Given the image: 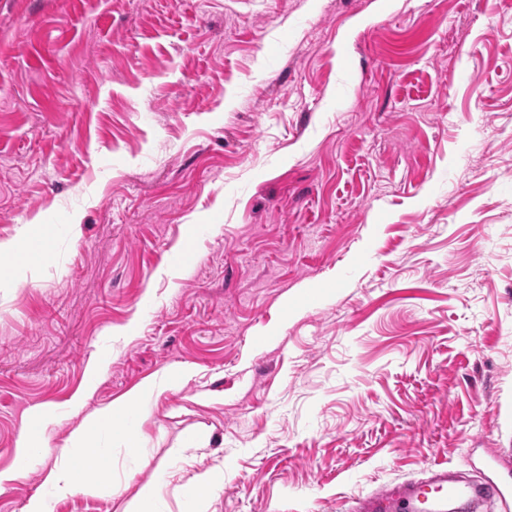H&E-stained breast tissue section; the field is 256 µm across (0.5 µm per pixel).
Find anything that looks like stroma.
<instances>
[{"instance_id": "stroma-1", "label": "stroma", "mask_w": 512, "mask_h": 512, "mask_svg": "<svg viewBox=\"0 0 512 512\" xmlns=\"http://www.w3.org/2000/svg\"><path fill=\"white\" fill-rule=\"evenodd\" d=\"M0 468L142 409L54 512H341L512 448V0H0ZM126 328L123 337L113 336ZM81 402L82 412L72 410ZM25 250L31 255H38L37 257H40L44 250V239L37 236H28L22 242H1L0 263L2 262V257H14L17 259ZM172 384L173 378L170 376L152 377L120 399L85 415L81 423L71 431L66 444L60 450L59 462L45 476L44 483L50 489V496L41 493L31 495L24 512H52L55 502L73 497L91 479L108 478L110 465L105 455L98 452L95 446V434L108 428L116 417L129 421L136 411L157 399ZM73 448L79 449L82 458L89 448H96L93 456L95 465L81 469V460L73 458L69 453ZM51 411L48 407H39L33 410L16 440L17 465L0 470V486L17 481L23 471L20 461H25L31 454L41 448H47L44 430L51 420ZM214 476L210 471L199 473L195 477V483L190 490L194 498L193 510L195 512H207L209 494L214 487Z\"/></svg>"}]
</instances>
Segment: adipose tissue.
Here are the masks:
<instances>
[{
	"label": "adipose tissue",
	"instance_id": "ef3b65f1",
	"mask_svg": "<svg viewBox=\"0 0 512 512\" xmlns=\"http://www.w3.org/2000/svg\"><path fill=\"white\" fill-rule=\"evenodd\" d=\"M172 383L173 379L169 376L150 378L120 399L85 415L81 423L71 431L64 449H61L59 462L45 476L44 482L50 489L49 494L31 495L24 512H53L55 502L76 495L90 480L109 472L110 465L105 455L92 450L95 434L108 428L115 418H131L136 411L158 398ZM50 420L51 411L46 407L37 408L29 414L16 440L18 463L0 470V486L17 481L22 475L21 461L45 447L44 430ZM74 448L83 453L93 452L94 467L81 468L79 460L70 454Z\"/></svg>",
	"mask_w": 512,
	"mask_h": 512
}]
</instances>
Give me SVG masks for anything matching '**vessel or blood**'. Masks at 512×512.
<instances>
[{"label": "vessel or blood", "mask_w": 512, "mask_h": 512, "mask_svg": "<svg viewBox=\"0 0 512 512\" xmlns=\"http://www.w3.org/2000/svg\"><path fill=\"white\" fill-rule=\"evenodd\" d=\"M512 502V471L476 482L444 464L353 501L346 512H476L481 502Z\"/></svg>", "instance_id": "vessel-or-blood-1"}]
</instances>
